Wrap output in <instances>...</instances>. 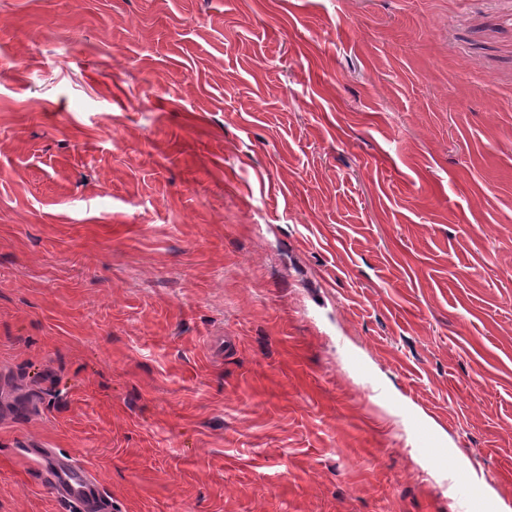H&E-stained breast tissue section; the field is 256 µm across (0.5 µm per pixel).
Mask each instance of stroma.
<instances>
[{"label": "stroma", "instance_id": "1", "mask_svg": "<svg viewBox=\"0 0 512 512\" xmlns=\"http://www.w3.org/2000/svg\"><path fill=\"white\" fill-rule=\"evenodd\" d=\"M36 445L112 512H512V0H0V512H68Z\"/></svg>", "mask_w": 512, "mask_h": 512}]
</instances>
